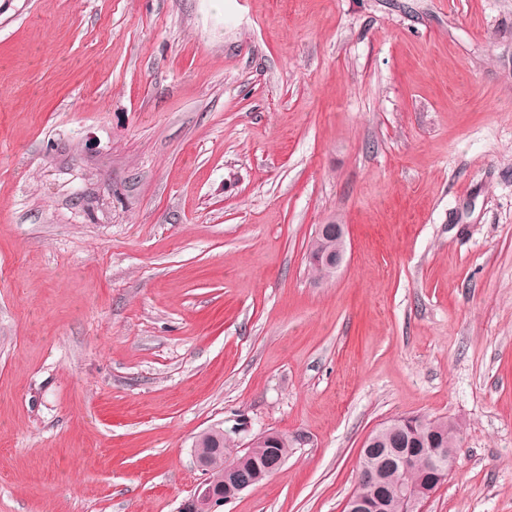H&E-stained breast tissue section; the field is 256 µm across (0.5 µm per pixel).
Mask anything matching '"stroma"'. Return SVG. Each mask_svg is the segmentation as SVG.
Wrapping results in <instances>:
<instances>
[{"instance_id": "obj_1", "label": "stroma", "mask_w": 512, "mask_h": 512, "mask_svg": "<svg viewBox=\"0 0 512 512\" xmlns=\"http://www.w3.org/2000/svg\"><path fill=\"white\" fill-rule=\"evenodd\" d=\"M416 414L512 512V0H0V512H178L241 418L224 512H344ZM317 231L320 232L326 245H331L327 250L320 254L326 268L324 269L323 279L331 280L342 267L346 254V230L344 224L338 222L331 224L318 225ZM209 430L212 434L210 442L212 445H214L213 448H220V452L216 454V458L213 460L210 470L208 471V459L210 457V452L204 451L202 448H193V456L200 469L205 473L208 471V478L210 479L211 483L217 488L222 489V492L225 496L234 498L235 492L233 488L224 484V473L226 476H230L232 478L238 493H241L250 488L256 478H248L239 474L237 470V460L234 461L235 450H233L231 453L224 452V448H234L235 441L230 436V434H225L226 431L224 430L222 424L217 425V427H211ZM292 448V441L287 435L273 432L271 437H269L261 447L253 450V460L245 459L241 464L243 468L248 469L255 464L262 466L269 465L271 462H278L279 468L288 458ZM278 468H276V470Z\"/></svg>"}]
</instances>
